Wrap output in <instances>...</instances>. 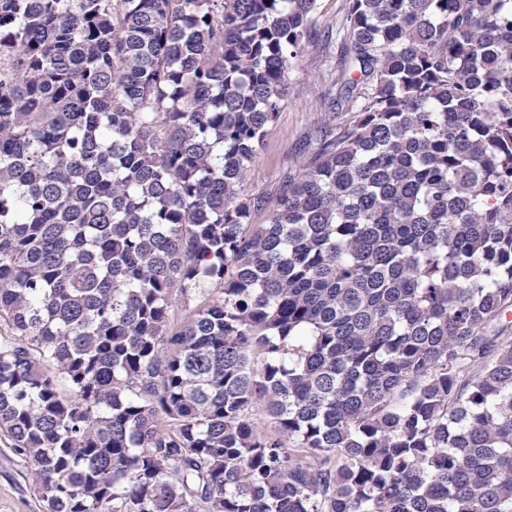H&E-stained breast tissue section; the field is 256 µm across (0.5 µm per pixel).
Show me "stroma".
I'll return each instance as SVG.
<instances>
[{"mask_svg": "<svg viewBox=\"0 0 512 512\" xmlns=\"http://www.w3.org/2000/svg\"><path fill=\"white\" fill-rule=\"evenodd\" d=\"M344 7L345 0H319L310 19L309 35L288 74L287 96L275 122L266 130L258 158L242 188L245 197L261 200L251 209V223H269L285 177L297 173L304 161L309 136L323 125L344 130L352 118L347 108L331 110L323 102L326 80L336 63L325 38L342 17ZM32 484L27 463L13 450L8 437L0 434V512H43Z\"/></svg>", "mask_w": 512, "mask_h": 512, "instance_id": "1", "label": "stroma"}]
</instances>
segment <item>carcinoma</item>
I'll return each mask as SVG.
<instances>
[{"instance_id": "obj_1", "label": "carcinoma", "mask_w": 512, "mask_h": 512, "mask_svg": "<svg viewBox=\"0 0 512 512\" xmlns=\"http://www.w3.org/2000/svg\"><path fill=\"white\" fill-rule=\"evenodd\" d=\"M317 2L0 0V431L45 512H512V0H346L353 120L251 224Z\"/></svg>"}]
</instances>
